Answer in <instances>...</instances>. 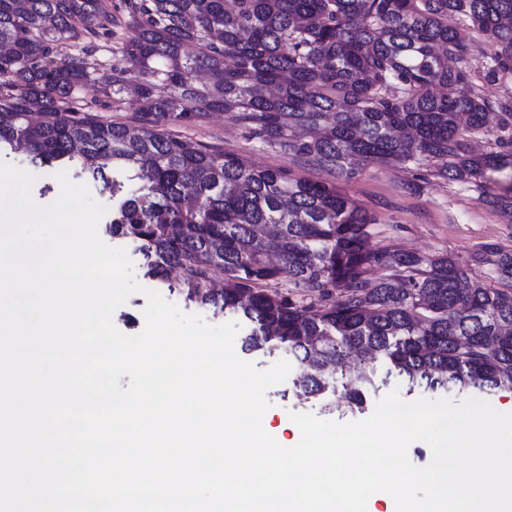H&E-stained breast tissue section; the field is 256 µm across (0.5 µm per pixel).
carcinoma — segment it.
Segmentation results:
<instances>
[{
	"label": "carcinoma",
	"instance_id": "1",
	"mask_svg": "<svg viewBox=\"0 0 512 512\" xmlns=\"http://www.w3.org/2000/svg\"><path fill=\"white\" fill-rule=\"evenodd\" d=\"M104 32L112 66L65 54ZM0 44V151L23 143L40 167L67 161L122 194L112 235L140 242L147 276L180 269L188 301L247 320L242 351L291 353L300 395L351 353L388 358L411 387L512 390V339L489 346L512 331V250L472 256L493 288L448 255L376 247V216L344 189L374 165L456 183L512 166V93L486 90L512 73V0H0ZM479 55L491 63L465 65ZM88 85L140 128L83 111ZM207 112L331 179L169 130ZM476 135L501 151L473 152ZM483 201L512 214V196ZM371 383L343 382L347 406Z\"/></svg>",
	"mask_w": 512,
	"mask_h": 512
}]
</instances>
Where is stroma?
<instances>
[{
    "instance_id": "1",
    "label": "stroma",
    "mask_w": 512,
    "mask_h": 512,
    "mask_svg": "<svg viewBox=\"0 0 512 512\" xmlns=\"http://www.w3.org/2000/svg\"><path fill=\"white\" fill-rule=\"evenodd\" d=\"M175 133L188 136L211 150L232 151L249 163L270 167H288L298 176L323 181L325 172L305 170L295 165L291 157L262 144L248 140L244 129L224 114L211 113L187 124L175 126ZM415 167L380 165L367 168L348 185L349 194L378 217L374 245L394 250L415 251L423 254L447 253L462 262L469 261L473 250L482 243H496L512 247V224L506 223L495 209L481 200L482 191L474 184L447 183L430 178L422 189L413 191ZM94 197L107 208L99 224V235L112 246L126 248L134 263L137 280H144L145 269L139 244L130 239L112 237L109 226L118 203L103 183L90 185ZM291 361L286 380L271 387L267 399L271 404L267 412L273 425L279 426L283 439L292 436L290 413H309L321 420L336 422L360 421L369 417L378 399L391 390H399L403 399L434 398V391L399 384L390 373L391 364L384 358L374 359L369 369L373 386L359 410L337 407L341 392L337 389L305 399L296 392V383L303 367Z\"/></svg>"
}]
</instances>
